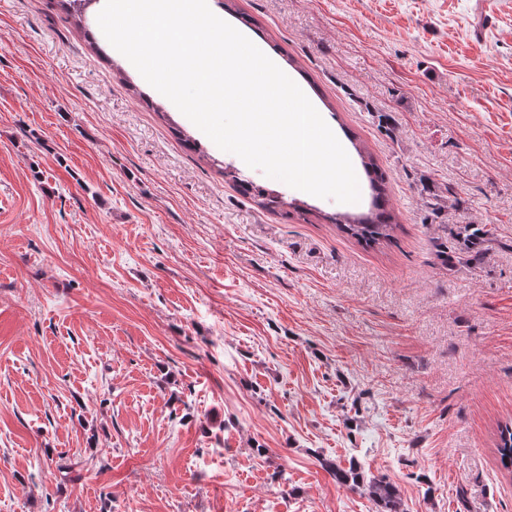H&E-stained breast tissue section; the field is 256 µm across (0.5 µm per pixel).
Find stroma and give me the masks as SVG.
Here are the masks:
<instances>
[{"label": "stroma", "mask_w": 512, "mask_h": 512, "mask_svg": "<svg viewBox=\"0 0 512 512\" xmlns=\"http://www.w3.org/2000/svg\"><path fill=\"white\" fill-rule=\"evenodd\" d=\"M244 17L387 169L393 238L326 221L367 181L342 204L219 149L96 14L0 0V512H375L322 456L406 512H512V0ZM468 222L481 258L442 265ZM231 176H232V178H234L233 181L237 184L241 193H243L244 195H248V196L260 197L262 200L260 204L262 206L273 208V209L279 208L280 211L282 212V215L285 217H288V215L290 213L288 211V209L285 207L289 206L291 208H294V210H296V207H294L290 204L288 205V203L283 201L281 198H279L278 195H271L264 188L257 186L250 181L239 179L234 175H231ZM318 460L341 487L367 495L375 504L376 512H404L398 487L386 477L366 478L356 461H353L348 468H344L333 460L322 457Z\"/></svg>", "instance_id": "obj_1"}]
</instances>
